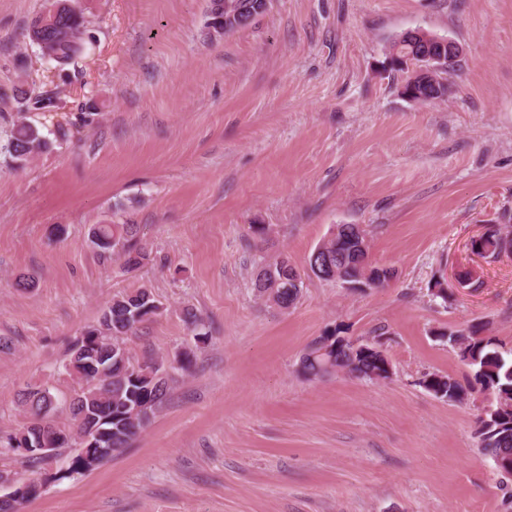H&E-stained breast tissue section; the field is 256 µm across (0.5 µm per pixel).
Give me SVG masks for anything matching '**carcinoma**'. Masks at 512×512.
<instances>
[{"label": "carcinoma", "mask_w": 512, "mask_h": 512, "mask_svg": "<svg viewBox=\"0 0 512 512\" xmlns=\"http://www.w3.org/2000/svg\"><path fill=\"white\" fill-rule=\"evenodd\" d=\"M69 36L58 41L51 62L64 71L78 64L86 50L87 33L84 15L67 14L61 21ZM439 55L448 53V46L437 42L434 35L422 30H409L392 43L389 57L397 62L410 54ZM461 63L453 62L433 78L406 76L401 85L402 96H412L417 103H433L448 96L451 85L448 76L458 70ZM49 148L48 139L40 128L28 121L18 122L8 140V152L18 162L26 161ZM338 237L323 240V250L309 260V266H318V279L342 282L355 286L364 284L363 276L371 273L375 287L384 286L396 271L378 267L366 261L367 252L353 248L347 230ZM91 243L102 253L124 260L134 269L145 259L137 238L135 224H97L91 232ZM508 237L495 226L486 229L471 249L480 251L484 258H495L508 249ZM253 288L267 300L282 309L298 302L303 281L301 274L282 255L266 264L265 271L257 275ZM159 301L146 288L115 296L104 309L98 325L87 327L75 337L68 348L67 361L59 371L80 387L66 407L68 420L57 419L58 399L48 387L27 386L18 393V403L28 421L19 428L0 434V455L18 454L23 461L36 465L43 458L27 447L41 432L56 436L55 449L69 448L77 438L93 428L108 430L104 447L116 452L153 420L164 405L170 376L164 364L151 361L132 362L125 345V337L135 333L137 325L156 315ZM448 343L459 350L463 361L473 373V382L462 385L449 376L431 373L422 380L423 387L450 403H463L478 392L488 402L487 419L479 420L478 449L494 465L512 461V351L503 350L493 336H481L478 331L468 334H448ZM386 360L381 354L366 349V344L355 343L330 332L310 344L299 360L298 370L310 379L331 372H345L355 378L372 382L385 372ZM104 460L98 449L90 448L86 455L74 453L66 467L52 476L53 480L75 478L97 468ZM41 478L29 477L21 503H30L42 496Z\"/></svg>", "instance_id": "carcinoma-1"}]
</instances>
